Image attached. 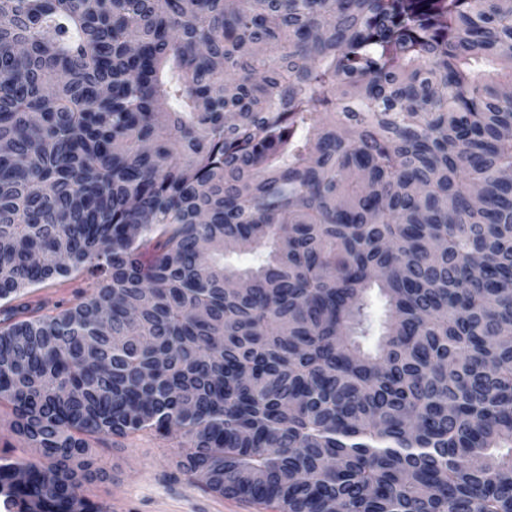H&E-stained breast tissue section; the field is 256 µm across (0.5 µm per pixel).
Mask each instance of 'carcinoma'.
<instances>
[{"label":"carcinoma","mask_w":512,"mask_h":512,"mask_svg":"<svg viewBox=\"0 0 512 512\" xmlns=\"http://www.w3.org/2000/svg\"><path fill=\"white\" fill-rule=\"evenodd\" d=\"M4 404L26 512L144 429L279 512H512V0H0ZM94 279L88 272L58 278L53 285L45 289L30 288L21 297L24 300L40 301L43 308L40 314H49L60 309L74 307L82 302L94 289ZM59 309L56 310L55 305ZM12 419L11 409L0 407V463L12 462L16 466L40 465L44 461L39 452L35 448H28L24 441L12 432Z\"/></svg>","instance_id":"carcinoma-1"}]
</instances>
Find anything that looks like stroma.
I'll use <instances>...</instances> for the list:
<instances>
[{"mask_svg":"<svg viewBox=\"0 0 512 512\" xmlns=\"http://www.w3.org/2000/svg\"><path fill=\"white\" fill-rule=\"evenodd\" d=\"M94 289L89 274L56 279L45 289L25 291V299L41 302L43 313L70 308L82 302ZM10 408L0 407V459L18 466L41 464L36 449L27 445L11 428ZM184 438L180 432L163 437L150 430L124 436L102 435L91 442V453L107 477L84 485L83 497L110 512L113 500L127 499L131 512H161L182 507L184 495H192L194 512H278L277 508L245 498H222L193 483L180 465Z\"/></svg>","mask_w":512,"mask_h":512,"instance_id":"1","label":"stroma"}]
</instances>
